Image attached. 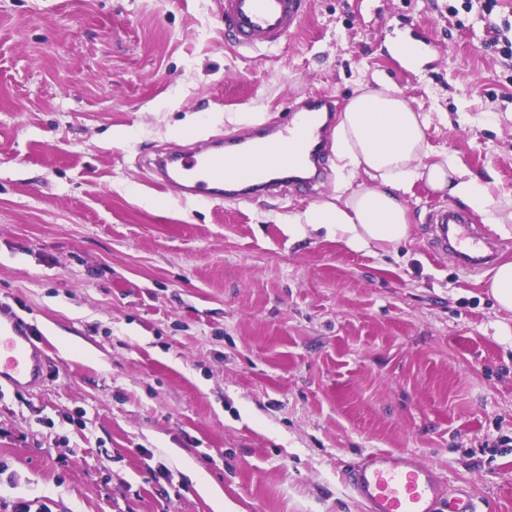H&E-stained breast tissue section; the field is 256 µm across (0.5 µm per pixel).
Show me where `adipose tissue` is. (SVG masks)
<instances>
[{"label": "adipose tissue", "mask_w": 512, "mask_h": 512, "mask_svg": "<svg viewBox=\"0 0 512 512\" xmlns=\"http://www.w3.org/2000/svg\"><path fill=\"white\" fill-rule=\"evenodd\" d=\"M427 118L389 86L363 92L347 104L336 127V155L352 171H363L376 185L346 198L309 206L289 217L297 232L324 227L354 250L394 247L409 236L404 195L416 179L478 209L502 238H512V211L495 204L489 182L465 171L453 156L428 159Z\"/></svg>", "instance_id": "obj_1"}]
</instances>
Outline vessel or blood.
Returning <instances> with one entry per match:
<instances>
[{"mask_svg": "<svg viewBox=\"0 0 512 512\" xmlns=\"http://www.w3.org/2000/svg\"><path fill=\"white\" fill-rule=\"evenodd\" d=\"M220 2L224 32L234 50L245 52L280 47L300 29L309 9V0ZM333 109L328 95L308 97L303 107L286 103L283 125L272 136L250 138L244 162L233 161L231 152L220 148L189 155L175 151L159 160V172L164 184L181 180L184 194L198 202L223 197L228 185L240 195L278 186L284 172L318 163L326 133L323 114ZM431 221L438 246L453 253L460 267L492 261L470 212L436 209ZM42 371L27 324L16 318L0 321V386L35 384ZM346 481L367 512H479L467 492L443 487L433 468L410 452H370L349 467Z\"/></svg>", "mask_w": 512, "mask_h": 512, "instance_id": "obj_1", "label": "vessel or blood"}]
</instances>
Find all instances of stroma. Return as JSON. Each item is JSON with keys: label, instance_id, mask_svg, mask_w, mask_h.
Listing matches in <instances>:
<instances>
[{"label": "stroma", "instance_id": "obj_1", "mask_svg": "<svg viewBox=\"0 0 512 512\" xmlns=\"http://www.w3.org/2000/svg\"><path fill=\"white\" fill-rule=\"evenodd\" d=\"M508 40L512 0H312L244 58L217 0H0V312L47 366L0 392V512H214L201 478L236 512H365L343 471L376 450L512 512V315L426 221L459 200L415 181L409 239L356 251L288 228L372 187L334 147L316 193L247 202L183 198L147 164L383 83L430 113L431 152L511 200Z\"/></svg>", "mask_w": 512, "mask_h": 512}]
</instances>
